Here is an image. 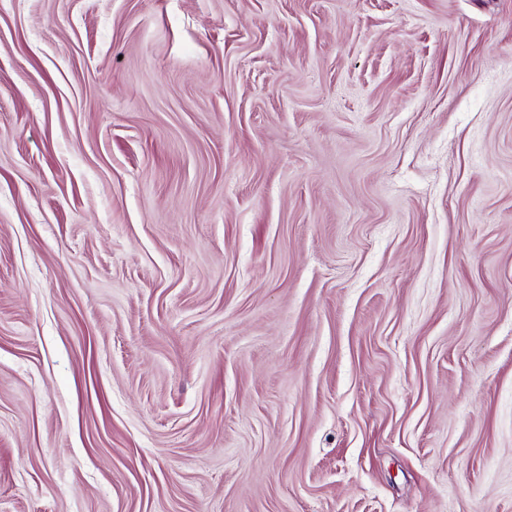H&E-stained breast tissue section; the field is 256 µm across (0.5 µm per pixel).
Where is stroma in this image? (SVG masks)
<instances>
[{"label": "stroma", "mask_w": 512, "mask_h": 512, "mask_svg": "<svg viewBox=\"0 0 512 512\" xmlns=\"http://www.w3.org/2000/svg\"><path fill=\"white\" fill-rule=\"evenodd\" d=\"M0 512H512V0H0Z\"/></svg>", "instance_id": "35a3bbf8"}]
</instances>
